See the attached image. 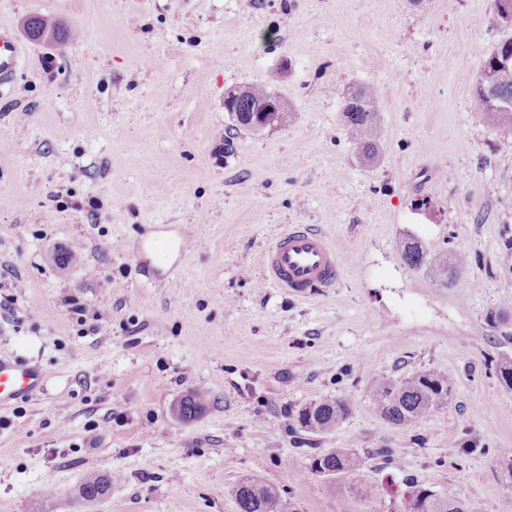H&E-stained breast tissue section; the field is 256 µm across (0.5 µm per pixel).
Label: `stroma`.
Instances as JSON below:
<instances>
[{"instance_id": "35a3bbf8", "label": "stroma", "mask_w": 512, "mask_h": 512, "mask_svg": "<svg viewBox=\"0 0 512 512\" xmlns=\"http://www.w3.org/2000/svg\"><path fill=\"white\" fill-rule=\"evenodd\" d=\"M33 16L73 37L25 35ZM22 46L0 88V357L40 366L33 398L0 408V512H239L255 477L294 512H388L407 479L455 485L471 512L512 494V138L473 108L481 56L512 37L494 0H0ZM263 84L288 123L229 135L224 94ZM381 91L380 154L352 153L348 86ZM289 225L348 264L300 299L262 282ZM178 242L151 281L145 232ZM463 251L444 287L400 252ZM82 258L63 262L71 245ZM452 372L446 408L398 429L367 382ZM190 420L173 413L197 388ZM346 398L334 431L294 416ZM313 448L387 449L377 499L332 490ZM113 475L87 502L76 487ZM205 407V393L201 390H195L176 404L175 413L181 419H191L204 410Z\"/></svg>"}]
</instances>
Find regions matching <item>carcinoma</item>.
<instances>
[{"label":"carcinoma","instance_id":"obj_1","mask_svg":"<svg viewBox=\"0 0 512 512\" xmlns=\"http://www.w3.org/2000/svg\"><path fill=\"white\" fill-rule=\"evenodd\" d=\"M28 36L64 45L68 34L49 17H31L25 22ZM512 55V38L501 41L486 57L474 96V110L483 121L505 137L512 138V73L500 71L499 60ZM235 112L234 130L254 131V109L276 97L264 85H251L231 90ZM380 94L373 86H351L347 89L342 108V119L354 134L353 152L365 164L374 163L378 155L377 132L382 122ZM401 258L407 265L425 268L437 280L451 285L468 265V255L453 257L442 252H431L417 242L403 246ZM456 384L450 372L425 369L401 381L375 377L369 384L371 400L380 416L390 425L404 428L434 410L448 405ZM206 407V395L195 390L181 399L175 407L181 419H191ZM350 414L347 399L324 397L298 409L295 421L309 434H325L342 423ZM372 455L352 448L318 449L310 454L309 469L334 488L344 489L362 500L376 495V486L361 481L371 468ZM112 477L91 473L79 486V497L96 501L105 496ZM240 512H288L289 504L272 487L254 478H245L233 488ZM410 499L403 502V512H471L456 487L442 491L414 485Z\"/></svg>","mask_w":512,"mask_h":512}]
</instances>
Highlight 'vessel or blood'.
<instances>
[{
    "mask_svg": "<svg viewBox=\"0 0 512 512\" xmlns=\"http://www.w3.org/2000/svg\"><path fill=\"white\" fill-rule=\"evenodd\" d=\"M20 45L11 29L0 28V87L12 82ZM263 281L298 298H309L335 287L345 263L320 232L291 226L278 233L263 257ZM44 371L16 358H0V407L29 398L40 390Z\"/></svg>",
    "mask_w": 512,
    "mask_h": 512,
    "instance_id": "1",
    "label": "vessel or blood"
}]
</instances>
